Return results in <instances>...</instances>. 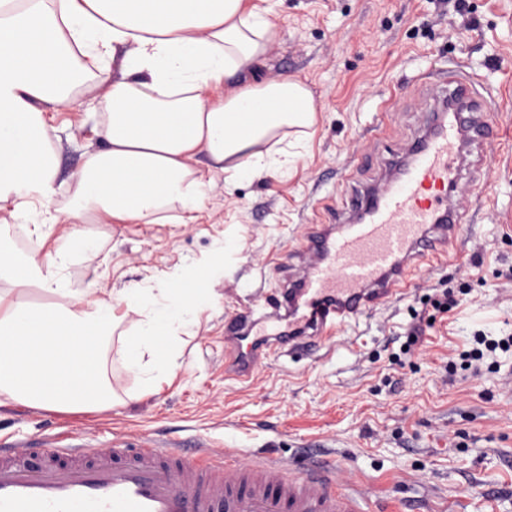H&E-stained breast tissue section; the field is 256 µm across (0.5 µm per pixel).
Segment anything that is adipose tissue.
Here are the masks:
<instances>
[{"label":"adipose tissue","instance_id":"ef3b65f1","mask_svg":"<svg viewBox=\"0 0 512 512\" xmlns=\"http://www.w3.org/2000/svg\"><path fill=\"white\" fill-rule=\"evenodd\" d=\"M273 37L244 0H0V405L111 404L102 358L123 308L139 315L121 350L130 400L176 376L178 337L216 302L213 271L193 262L120 292L80 287L72 261L98 242L73 223L190 224L215 173L231 184L288 167L275 138L314 126L318 109L298 79H257ZM237 75L245 84L219 95ZM82 87L108 115L103 146L59 209L47 115Z\"/></svg>","mask_w":512,"mask_h":512}]
</instances>
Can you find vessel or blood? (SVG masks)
I'll return each mask as SVG.
<instances>
[{
    "mask_svg": "<svg viewBox=\"0 0 512 512\" xmlns=\"http://www.w3.org/2000/svg\"><path fill=\"white\" fill-rule=\"evenodd\" d=\"M433 77L453 112L444 120L428 113L396 176L345 202L356 221L341 223L342 210H325L319 230L301 243L305 274L282 305L307 335L268 336L251 313L236 314L224 329L225 375L245 381L270 353L315 347L336 328L400 300L415 287L420 264L447 263L467 211L449 200L459 187L462 145L489 139L495 101L478 95L462 71ZM351 489L337 461L317 454L295 467L235 448H162L148 434L109 448L63 446L55 438L0 445V512H362L369 492Z\"/></svg>",
    "mask_w": 512,
    "mask_h": 512,
    "instance_id": "vessel-or-blood-1",
    "label": "vessel or blood"
}]
</instances>
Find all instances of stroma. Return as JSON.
<instances>
[{
    "instance_id": "1",
    "label": "stroma",
    "mask_w": 512,
    "mask_h": 512,
    "mask_svg": "<svg viewBox=\"0 0 512 512\" xmlns=\"http://www.w3.org/2000/svg\"><path fill=\"white\" fill-rule=\"evenodd\" d=\"M275 38L263 76L305 82L319 107L297 136L292 165L276 177L217 184L192 224H115L87 218L78 229L100 250L77 256L72 275L88 287L130 288L188 259L213 264V246L234 236L237 261L213 283L217 306L180 338L182 367L140 401L85 412L0 406V438L19 444L65 434L97 448L144 433L159 442L262 451L295 465L307 451L338 458L367 480V512H512V352L499 371L457 366L476 330L512 333V0H269ZM462 68L492 96L491 147H469L460 185L473 219L449 248L447 265L421 266L405 298L360 316L312 350L270 355L247 383L224 376V323L254 307L266 333L287 329L269 299L298 281L299 243L323 199L340 201L384 182L391 154L406 153L436 93L419 77ZM104 111L84 105L52 124L58 179L70 181L87 151L102 144ZM452 292L448 313L432 302ZM432 329L394 363L412 312ZM137 315L122 311L104 368L115 398L132 377L119 355Z\"/></svg>"
}]
</instances>
